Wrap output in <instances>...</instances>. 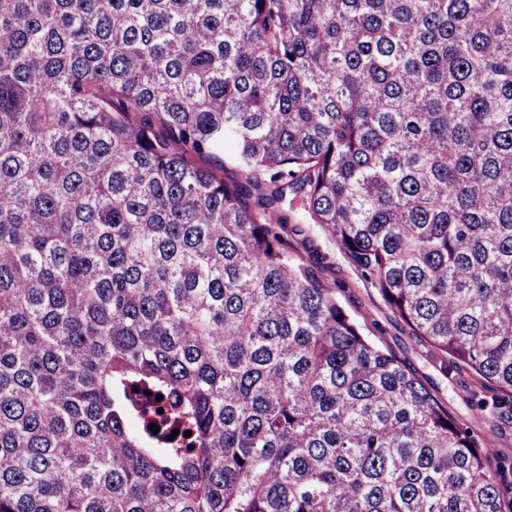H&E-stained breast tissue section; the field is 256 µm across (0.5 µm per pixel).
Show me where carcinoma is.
<instances>
[{
  "label": "carcinoma",
  "mask_w": 512,
  "mask_h": 512,
  "mask_svg": "<svg viewBox=\"0 0 512 512\" xmlns=\"http://www.w3.org/2000/svg\"><path fill=\"white\" fill-rule=\"evenodd\" d=\"M289 192L512 410V0H0V512H512Z\"/></svg>",
  "instance_id": "carcinoma-1"
}]
</instances>
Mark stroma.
I'll use <instances>...</instances> for the list:
<instances>
[{"label":"stroma","instance_id":"35a3bbf8","mask_svg":"<svg viewBox=\"0 0 512 512\" xmlns=\"http://www.w3.org/2000/svg\"><path fill=\"white\" fill-rule=\"evenodd\" d=\"M290 250L295 258L316 264L319 276L337 288L340 304L365 335L404 362L479 444H490L491 460L512 459V418L489 414L475 404L476 396L488 395V384L469 370L447 368L440 352L413 336L321 226L310 224L304 234L291 236Z\"/></svg>","mask_w":512,"mask_h":512}]
</instances>
